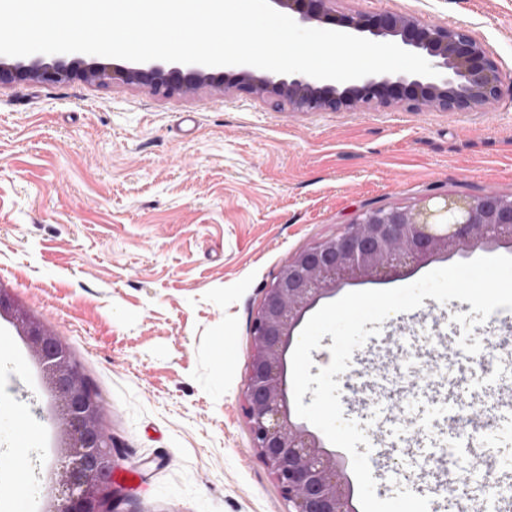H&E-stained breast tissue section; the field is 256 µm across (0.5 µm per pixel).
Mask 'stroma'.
<instances>
[{
    "label": "stroma",
    "mask_w": 512,
    "mask_h": 512,
    "mask_svg": "<svg viewBox=\"0 0 512 512\" xmlns=\"http://www.w3.org/2000/svg\"><path fill=\"white\" fill-rule=\"evenodd\" d=\"M337 14L405 13L479 35L503 76L495 106L444 112L408 105L291 112L247 91L205 85L175 95L84 80L0 88V289L67 344L96 387L124 456L118 512H287L251 443L241 385L250 319L291 254L335 235L364 205H406L431 192L512 193V0H335ZM507 246L437 258L391 287ZM405 314L369 340L398 353ZM15 354L0 362V401L40 436L31 512L57 486L61 430L25 336L0 317ZM402 439L435 436L461 465L446 490L441 456L421 468L374 459L376 495L401 488L429 512H512L465 488L468 474L512 483V426L449 439L448 411L427 417L403 392Z\"/></svg>",
    "instance_id": "35a3bbf8"
}]
</instances>
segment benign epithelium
<instances>
[{
  "instance_id": "benign-epithelium-1",
  "label": "benign epithelium",
  "mask_w": 512,
  "mask_h": 512,
  "mask_svg": "<svg viewBox=\"0 0 512 512\" xmlns=\"http://www.w3.org/2000/svg\"><path fill=\"white\" fill-rule=\"evenodd\" d=\"M333 0H273L303 24L336 21ZM347 27L374 37H398L424 52L446 73L396 81L368 75L343 89L313 77L273 81L263 70L244 66L218 75L186 73L151 65L126 68L80 58L47 63H8L0 58V87L36 81L62 84L74 79L102 85H136L151 93L175 94L203 84L245 90L294 112H339L365 105L406 103L444 112L491 105L502 94V74L485 42L462 26L426 23L403 13L343 16ZM512 244V195L489 191L474 198L448 193L423 195L405 206H368L338 234L312 242L282 264L262 290L252 313V348L244 377L242 411L253 448L275 479L288 512H354L336 455L288 415L286 353L307 312L350 281L386 282L440 254L477 244ZM23 329L58 404L67 440L60 460L61 481L49 512H117L112 486L115 448L101 420L97 392L77 369L63 340L27 313L15 309L0 290V316Z\"/></svg>"
}]
</instances>
